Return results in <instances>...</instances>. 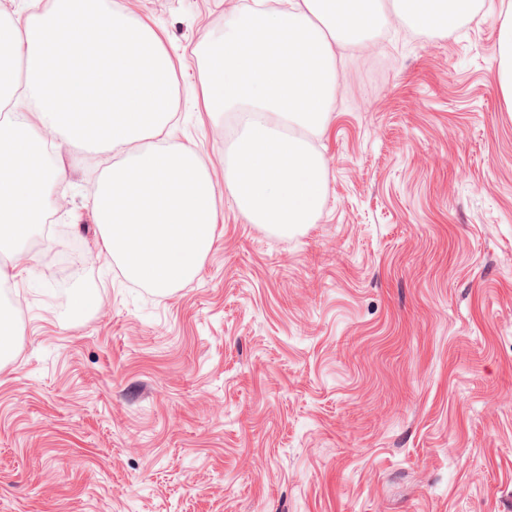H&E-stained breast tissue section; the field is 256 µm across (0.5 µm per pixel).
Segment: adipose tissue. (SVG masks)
I'll list each match as a JSON object with an SVG mask.
<instances>
[{"mask_svg": "<svg viewBox=\"0 0 512 512\" xmlns=\"http://www.w3.org/2000/svg\"><path fill=\"white\" fill-rule=\"evenodd\" d=\"M486 0H280L243 9L256 19L197 49L200 89L224 135V190L252 224L289 233L315 223L326 164L313 141L336 109L346 48L379 43L397 24L445 35L486 11ZM0 283L31 225L43 223L64 165L40 167L47 134L119 154L89 198L108 257L160 293L193 278L214 244L217 190L197 151L173 136L172 57L154 27L122 0H21L0 16ZM493 73L512 110V11L499 17Z\"/></svg>", "mask_w": 512, "mask_h": 512, "instance_id": "ef3b65f1", "label": "adipose tissue"}]
</instances>
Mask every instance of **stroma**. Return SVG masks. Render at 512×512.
Listing matches in <instances>:
<instances>
[{
	"label": "stroma",
	"mask_w": 512,
	"mask_h": 512,
	"mask_svg": "<svg viewBox=\"0 0 512 512\" xmlns=\"http://www.w3.org/2000/svg\"><path fill=\"white\" fill-rule=\"evenodd\" d=\"M123 2L171 44L178 138L223 184L224 128L190 90L229 0ZM510 8L345 50L319 218L284 236L223 200L169 293L62 263L101 236L91 177L59 184L11 282L0 512H512ZM493 73L503 99L512 112V11L499 16L498 55L493 63Z\"/></svg>",
	"instance_id": "stroma-1"
}]
</instances>
